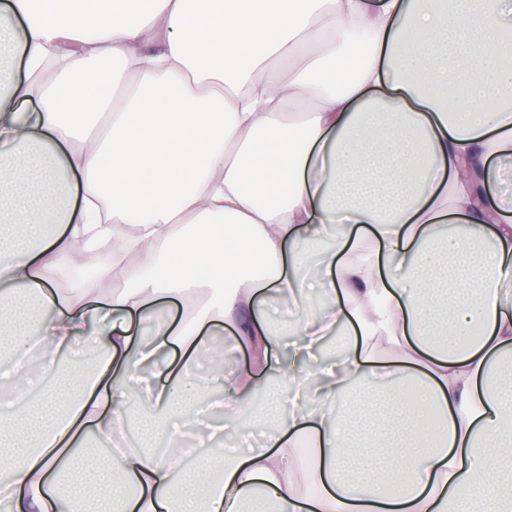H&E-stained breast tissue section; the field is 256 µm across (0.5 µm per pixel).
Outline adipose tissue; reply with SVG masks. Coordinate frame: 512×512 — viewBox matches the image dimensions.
<instances>
[{"label": "adipose tissue", "instance_id": "obj_1", "mask_svg": "<svg viewBox=\"0 0 512 512\" xmlns=\"http://www.w3.org/2000/svg\"><path fill=\"white\" fill-rule=\"evenodd\" d=\"M511 169L512 0H0V373L26 390L35 346L53 377L0 413L6 512H512V202L485 200ZM115 237L124 287L51 288ZM223 331L251 369L201 372ZM86 333L75 378L55 355ZM160 357L141 445L99 465ZM270 375L261 442L153 453ZM380 381L395 428L352 472L340 399Z\"/></svg>", "mask_w": 512, "mask_h": 512}]
</instances>
